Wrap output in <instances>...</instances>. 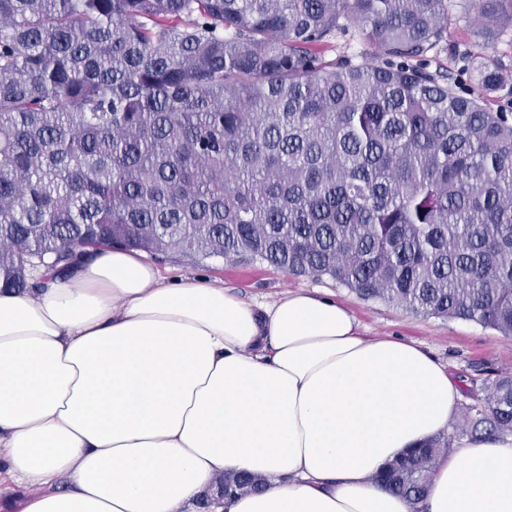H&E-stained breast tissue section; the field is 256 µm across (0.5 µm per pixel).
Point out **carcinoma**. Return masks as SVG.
<instances>
[{"instance_id": "cac0c4a2", "label": "carcinoma", "mask_w": 512, "mask_h": 512, "mask_svg": "<svg viewBox=\"0 0 512 512\" xmlns=\"http://www.w3.org/2000/svg\"><path fill=\"white\" fill-rule=\"evenodd\" d=\"M473 7L487 44L512 23ZM343 18L377 61L322 63ZM447 32L448 0H0V285L100 247L244 259L511 337L512 113L426 70ZM460 430L512 433V374ZM454 439L375 480L420 501Z\"/></svg>"}]
</instances>
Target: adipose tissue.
Instances as JSON below:
<instances>
[{
	"instance_id": "ef3b65f1",
	"label": "adipose tissue",
	"mask_w": 512,
	"mask_h": 512,
	"mask_svg": "<svg viewBox=\"0 0 512 512\" xmlns=\"http://www.w3.org/2000/svg\"><path fill=\"white\" fill-rule=\"evenodd\" d=\"M0 291V478L23 512H193L220 473L265 490L212 512H512V434L441 458L421 503L376 482L445 431L460 384L336 300L254 306L101 248Z\"/></svg>"
}]
</instances>
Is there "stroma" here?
<instances>
[{
  "label": "stroma",
  "instance_id": "1",
  "mask_svg": "<svg viewBox=\"0 0 512 512\" xmlns=\"http://www.w3.org/2000/svg\"><path fill=\"white\" fill-rule=\"evenodd\" d=\"M473 16L469 0H448L447 44L428 56L429 70L448 72L457 82L458 93L466 97L477 91L475 68L479 63H500L512 71V25L502 24L494 44L488 46L473 35ZM320 54L327 63L346 60L358 64L374 58L373 49L352 21L345 22ZM154 264L167 279L205 277L224 284L247 301H269L287 290L334 296L368 335L419 343L445 364L468 392H480L489 371L512 373V337L474 322L416 315L382 301L361 299L329 278L292 276L258 262H195L173 255L155 259Z\"/></svg>",
  "mask_w": 512,
  "mask_h": 512
}]
</instances>
